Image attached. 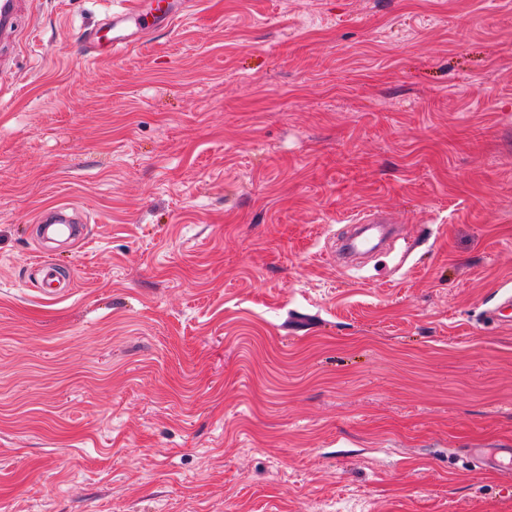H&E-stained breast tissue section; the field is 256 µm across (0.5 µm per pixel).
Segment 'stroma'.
I'll return each instance as SVG.
<instances>
[{"label":"stroma","mask_w":512,"mask_h":512,"mask_svg":"<svg viewBox=\"0 0 512 512\" xmlns=\"http://www.w3.org/2000/svg\"><path fill=\"white\" fill-rule=\"evenodd\" d=\"M0 71V512H512V0H35ZM75 285L44 296L36 217ZM391 253L325 258L363 215ZM163 1L167 0H132L124 2L122 10L108 16L98 29L86 36L89 48L97 49L105 38L107 40V55L112 57V55L114 56L137 43V38L133 33L128 32L130 22L134 21L137 25L138 21L140 25L147 24L148 26L170 25L176 18V11L169 6H162ZM68 210L69 208L63 206L41 210L36 223L41 225L43 234L66 237L72 242L80 240L75 233V227L72 225L74 219L67 214Z\"/></svg>","instance_id":"obj_1"}]
</instances>
